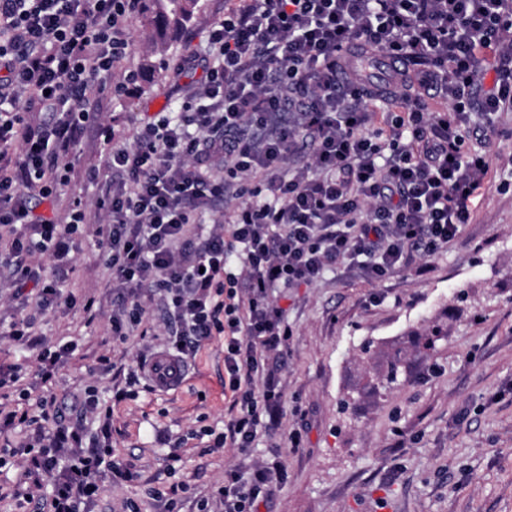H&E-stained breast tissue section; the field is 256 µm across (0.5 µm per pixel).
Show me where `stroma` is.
<instances>
[{"mask_svg": "<svg viewBox=\"0 0 512 512\" xmlns=\"http://www.w3.org/2000/svg\"><path fill=\"white\" fill-rule=\"evenodd\" d=\"M231 0H200L188 27L167 46L155 47L141 15H133L129 48L115 62L113 81L140 72L142 93L107 97L102 116L84 131L70 182L56 200L57 223L74 205L87 210L65 292L93 299L100 314L85 324L80 309L64 306L43 317L47 345L80 337L51 384H42L35 351L7 337L8 324L24 310L0 283V370L14 372L33 395L46 397L65 421L76 418L73 397L114 381L101 355L135 365L140 352L159 348L148 336L137 344L112 341L111 271L94 235L95 197L111 183L103 165L116 144H132L139 121L178 101L203 81L198 52L215 19ZM490 175L472 204L471 220L458 239L428 258L409 263L382 282L360 267L343 278L327 275L310 287L278 288L292 330L277 377L285 401L273 436L259 435L248 454L213 448L230 416L224 388V340L215 338L188 365L178 392H150L132 385L131 398L112 410V448L134 463L137 476L123 481L104 472L90 512H165L150 488L187 483L174 512H224L214 492L224 472L272 473L260 512H512V111L498 113L485 143ZM442 335L433 349L416 347L430 327ZM372 342L379 355L401 351L407 372L380 394L358 395L374 363L360 348ZM301 433L302 447L288 443ZM21 429L0 432V512H33L28 503L47 478L33 471ZM181 460H166L170 448Z\"/></svg>", "mask_w": 512, "mask_h": 512, "instance_id": "1", "label": "stroma"}]
</instances>
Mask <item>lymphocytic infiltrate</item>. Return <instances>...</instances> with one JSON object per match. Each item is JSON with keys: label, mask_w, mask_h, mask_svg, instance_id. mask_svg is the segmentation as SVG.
I'll return each mask as SVG.
<instances>
[{"label": "lymphocytic infiltrate", "mask_w": 512, "mask_h": 512, "mask_svg": "<svg viewBox=\"0 0 512 512\" xmlns=\"http://www.w3.org/2000/svg\"><path fill=\"white\" fill-rule=\"evenodd\" d=\"M139 0H0V273L29 314L11 323L19 345L39 348L42 381L77 342L38 338L48 309L92 302L64 293L62 276L82 209L66 224L36 214L68 181L73 150L112 93L109 74L128 47ZM218 58L178 118L158 112L132 145L107 157L114 178L96 227L108 254L112 336H150L146 312H164L166 358L188 364L224 339L233 393L217 448H252L284 394L270 358H284L290 330L275 288L310 286L361 265L382 281L412 256L458 238L489 174L484 150L466 144L473 113L512 109V0H239L206 35ZM394 59L387 80L339 76L341 53ZM487 85L480 105L475 87ZM44 113L41 122L30 115ZM232 200L222 223L206 211ZM46 255L51 273L33 258ZM237 261L238 273L227 270ZM140 355L111 402L91 394L68 424L0 408V431L33 429L32 465L49 477L41 512H82L102 469L133 480L112 458V405L128 396ZM93 443H86L89 425ZM263 472H224V512H258Z\"/></svg>", "instance_id": "lymphocytic-infiltrate-1"}]
</instances>
